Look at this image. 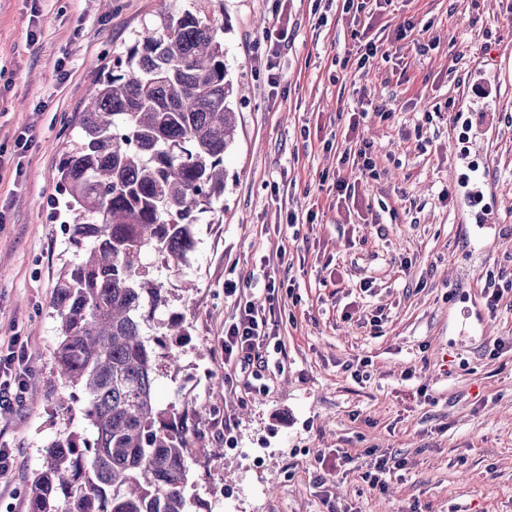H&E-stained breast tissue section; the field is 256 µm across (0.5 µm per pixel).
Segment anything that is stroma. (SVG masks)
I'll return each mask as SVG.
<instances>
[{"mask_svg": "<svg viewBox=\"0 0 512 512\" xmlns=\"http://www.w3.org/2000/svg\"><path fill=\"white\" fill-rule=\"evenodd\" d=\"M173 6L222 20L230 76L246 88L224 156L222 222L195 225L184 272L150 268L167 297L146 330L155 394L196 426L194 512H512V292L493 314L483 299L487 282H512V0H367L356 21L327 0ZM410 18L418 28L397 39ZM278 22L289 37L272 88L260 40ZM159 24L156 0H0V355L24 345L27 389L41 398L0 416V447L15 454L0 512H28L46 446L86 427L80 403H56L51 301L75 261L60 166L100 69ZM358 33L401 50L350 70ZM383 103L391 116L376 115ZM363 110L377 172L367 179L340 161L355 145L345 115ZM27 127L37 139L21 158L14 140ZM477 139L495 224L479 241L462 188ZM339 176L361 192L357 214L336 203ZM291 211L303 220L295 230L284 226ZM270 277L291 286L281 367L268 392L227 387L218 338L238 301L265 304ZM174 317L186 336L166 335ZM363 359L359 383L350 368ZM337 448L360 467L373 450L406 467L380 493L358 471H321L318 457Z\"/></svg>", "mask_w": 512, "mask_h": 512, "instance_id": "obj_1", "label": "stroma"}]
</instances>
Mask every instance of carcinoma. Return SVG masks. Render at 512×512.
<instances>
[{"label": "carcinoma", "instance_id": "obj_1", "mask_svg": "<svg viewBox=\"0 0 512 512\" xmlns=\"http://www.w3.org/2000/svg\"><path fill=\"white\" fill-rule=\"evenodd\" d=\"M159 0L160 25L117 57L83 107L62 164L76 261L59 280L55 359L80 387L93 438L53 441L28 490L29 512H193L185 416L163 409L148 318L166 302L147 258L186 264L194 225L216 216L235 141L224 39L207 18Z\"/></svg>", "mask_w": 512, "mask_h": 512}]
</instances>
